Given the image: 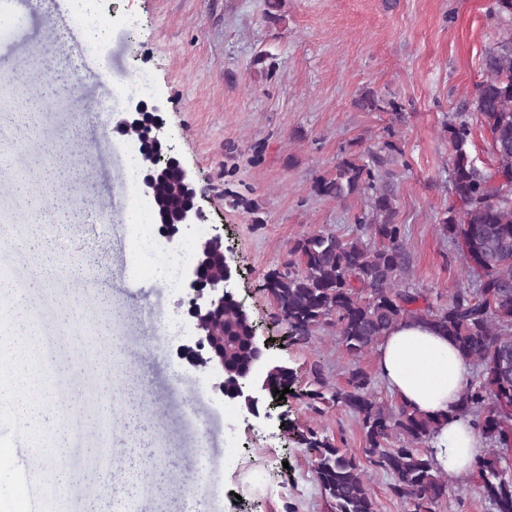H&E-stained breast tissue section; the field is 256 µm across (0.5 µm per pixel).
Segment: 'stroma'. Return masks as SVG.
Returning a JSON list of instances; mask_svg holds the SVG:
<instances>
[{"mask_svg": "<svg viewBox=\"0 0 512 512\" xmlns=\"http://www.w3.org/2000/svg\"><path fill=\"white\" fill-rule=\"evenodd\" d=\"M492 0H100L109 22L102 53L91 52L71 0H0V31L14 16L25 26L0 41V63L20 59L27 98L41 96L45 75L37 56L47 28L71 42L75 94L65 108L49 103L40 134L60 142L66 163L81 170L97 197L93 211L65 216L62 253L102 251L112 273L109 312L126 355L124 375L144 383L142 422L171 448L163 472L150 469L152 445L115 424L112 443L126 450L111 493L76 483L63 499L70 512H332L315 474V452L298 446L289 426L309 427L336 446L360 453L363 435L344 406L315 411L305 397L320 364L327 388L344 385L352 364L376 369V353L352 360L334 332L317 330L306 344L264 290V276L283 268L288 250L308 233L346 235L360 196L339 202L315 193L340 148L372 145L391 126L385 112L357 110L373 90L407 115L393 126L406 166L394 169L398 213L410 256L409 281L445 293L465 282L458 246L438 219L456 200L449 183L452 148L444 122L463 116L473 128L468 150L491 167L487 133L471 101L482 78L484 50L495 37ZM273 10L278 23L266 21ZM269 54L272 69L256 65ZM150 73L151 102L161 107L164 142L192 172L208 229L218 230L241 274L237 300L248 309L272 363L295 373L294 397L277 418L255 417L225 402L210 373L182 352L193 342L183 319L186 288H167L151 269L131 268L141 227L124 224L131 199L122 165L137 151L135 134L114 137L138 99L118 95L121 82ZM98 109L85 112L83 100ZM22 452L0 459V512H11L29 482ZM440 512H488L477 479L453 476Z\"/></svg>", "mask_w": 512, "mask_h": 512, "instance_id": "1", "label": "stroma"}]
</instances>
